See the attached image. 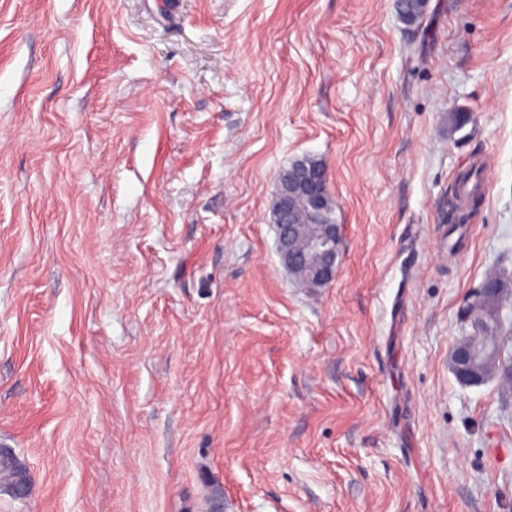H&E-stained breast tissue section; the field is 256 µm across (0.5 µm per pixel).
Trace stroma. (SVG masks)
Masks as SVG:
<instances>
[{
	"label": "stroma",
	"mask_w": 512,
	"mask_h": 512,
	"mask_svg": "<svg viewBox=\"0 0 512 512\" xmlns=\"http://www.w3.org/2000/svg\"><path fill=\"white\" fill-rule=\"evenodd\" d=\"M396 3L0 0V448L34 484L0 512H512V393L448 367L512 276V0ZM305 155L326 288L271 212ZM329 181L325 164L321 169L314 166L300 165L297 174L288 182V194H279L274 200L278 220L276 224L278 254L281 263L291 273L300 265H306L308 288H323L335 281L339 268V242L342 235L340 224H316V230L307 242L305 254H298L293 248V237L297 226L304 220L298 210L293 224L291 202L293 196L308 199L313 207H324L329 203L324 185Z\"/></svg>",
	"instance_id": "obj_1"
}]
</instances>
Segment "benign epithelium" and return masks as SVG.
<instances>
[{
  "label": "benign epithelium",
  "mask_w": 512,
  "mask_h": 512,
  "mask_svg": "<svg viewBox=\"0 0 512 512\" xmlns=\"http://www.w3.org/2000/svg\"><path fill=\"white\" fill-rule=\"evenodd\" d=\"M329 181L326 167L302 165L297 174L288 182V193L274 200L278 220L276 224L278 254L281 263L290 272L303 264L308 267V287L323 288L335 281L339 268V242L342 235L339 224H319L308 239L307 251L298 254L293 248V237L297 225L291 214L292 197L308 199L313 207L320 208L329 203L324 185ZM450 369L458 383L464 387L480 385L490 377L512 383V355L496 353L488 362H476V354L467 340L457 341L448 354Z\"/></svg>",
  "instance_id": "1"
}]
</instances>
